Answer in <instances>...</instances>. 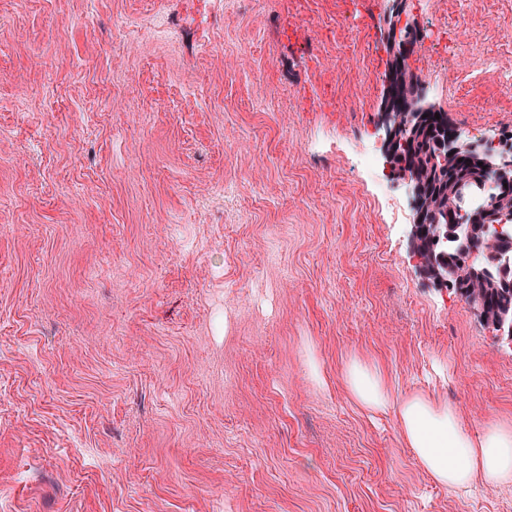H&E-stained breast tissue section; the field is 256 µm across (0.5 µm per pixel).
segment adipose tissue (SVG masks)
<instances>
[{
	"label": "adipose tissue",
	"mask_w": 512,
	"mask_h": 512,
	"mask_svg": "<svg viewBox=\"0 0 512 512\" xmlns=\"http://www.w3.org/2000/svg\"><path fill=\"white\" fill-rule=\"evenodd\" d=\"M342 381L367 415L395 414L401 444L438 485L453 492L512 485L511 418L492 415L468 431L455 405L422 392L394 395L380 368L359 355L346 362Z\"/></svg>",
	"instance_id": "obj_1"
}]
</instances>
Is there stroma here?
Returning <instances> with one entry per match:
<instances>
[{
	"label": "stroma",
	"instance_id": "obj_1",
	"mask_svg": "<svg viewBox=\"0 0 512 512\" xmlns=\"http://www.w3.org/2000/svg\"><path fill=\"white\" fill-rule=\"evenodd\" d=\"M386 6L0 0V512H512L341 379L358 354L468 430L512 417V344L354 165ZM426 13L483 51L441 111L512 131V0Z\"/></svg>",
	"mask_w": 512,
	"mask_h": 512
}]
</instances>
